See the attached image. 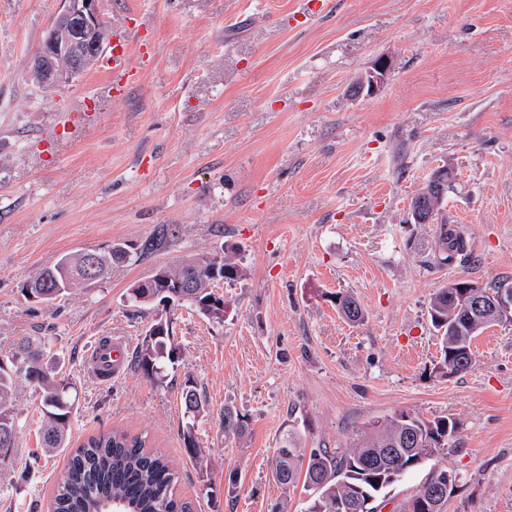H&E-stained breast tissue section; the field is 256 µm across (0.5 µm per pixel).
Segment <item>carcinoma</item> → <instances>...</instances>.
Segmentation results:
<instances>
[{
    "label": "carcinoma",
    "instance_id": "obj_1",
    "mask_svg": "<svg viewBox=\"0 0 512 512\" xmlns=\"http://www.w3.org/2000/svg\"><path fill=\"white\" fill-rule=\"evenodd\" d=\"M467 238L463 228L442 221L436 225L433 263L448 265L467 256ZM126 251L113 247L106 253L79 252L63 255L66 274L57 265L42 269L25 286L26 294L51 302L60 296L85 290L99 281L92 267L108 269L112 260ZM215 266L210 257H191L168 267L169 281L150 276L136 282L128 292L131 306L146 313L155 308L154 295L182 303L208 320L222 324L226 315L224 297L215 294V271L230 270L232 281L243 279L242 266L234 255H221ZM339 315L350 323L362 320L364 313L357 298L348 292L335 296ZM428 314L440 337L437 372L456 376L474 366L473 352L459 347V338H468V311L457 289L445 284L433 294ZM157 328H148L132 355L134 365L145 376L163 379L169 366L182 358L169 321L153 320ZM26 365L25 377L41 394L42 439L46 448L67 447L74 401L69 383L57 378L54 355L48 341H19L0 354V458L15 447L17 416L13 394L20 365ZM181 400L187 421L180 430L186 454L199 467L209 466L198 444L196 419L206 413L205 403L193 379L184 381ZM224 437L240 436L247 422L237 411L226 407L221 419ZM458 424L447 416L425 419L406 413L375 420L356 434L351 450L340 455L324 449L310 453L308 461L295 454V439L290 437L277 453L273 468L275 481L283 488L303 482L307 498L301 512H377L387 501L392 487L410 469L432 458L445 448H455ZM447 472L433 471L420 492L405 500L396 512H416L420 494L443 482ZM179 476L165 457L150 451L146 439L118 429L89 436L71 453L67 461V479L56 489L53 512H105L104 506L119 500L124 512H191L189 505L175 496Z\"/></svg>",
    "mask_w": 512,
    "mask_h": 512
}]
</instances>
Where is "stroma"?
Wrapping results in <instances>:
<instances>
[{"label": "stroma", "mask_w": 512, "mask_h": 512, "mask_svg": "<svg viewBox=\"0 0 512 512\" xmlns=\"http://www.w3.org/2000/svg\"><path fill=\"white\" fill-rule=\"evenodd\" d=\"M300 6L101 0L110 30L139 23L154 44L141 81L115 96L101 62L38 86L29 60L63 2L0 0V351L47 338L76 397L69 447L116 427L147 435L193 512H300L301 487L272 476L288 435L343 453L364 423L401 412L456 419L460 446L402 477L394 502L439 468L455 484L447 512H512V323L480 332L474 367L446 377L428 316L444 283L512 281V0H328L307 21ZM381 55L392 60L382 86L351 96ZM442 164L456 180L441 215L463 226L470 252L447 266L431 264L434 227L408 210ZM163 229L166 242L144 252ZM116 245L129 259L89 290L25 298L62 255ZM227 245L246 277L219 288L223 324L155 310L182 348L163 382L128 362L112 382L88 376L95 341L122 337L132 351L144 336L152 316L128 306L133 283ZM343 291L360 323L337 313ZM188 378L207 405L205 470L180 438ZM14 407L0 512H51L69 448L42 449L39 391L22 375ZM228 407L248 422L230 441ZM336 309L339 315L350 323L362 320L364 313L357 298L348 292H339L335 296Z\"/></svg>", "instance_id": "1"}]
</instances>
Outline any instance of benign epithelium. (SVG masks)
<instances>
[{
  "label": "benign epithelium",
  "instance_id": "benign-epithelium-1",
  "mask_svg": "<svg viewBox=\"0 0 512 512\" xmlns=\"http://www.w3.org/2000/svg\"><path fill=\"white\" fill-rule=\"evenodd\" d=\"M64 7L53 21L40 48L29 61L32 79L42 87L53 88L67 83L93 67L103 54L109 31L100 13V0H63ZM391 69V61L381 55L357 80V88L369 93L377 90ZM454 180L448 166H439L429 177L430 189H421L412 204L417 224H432L444 198V186ZM467 299L473 324L491 318L512 321V287L502 286L494 292L482 286L459 281L455 284ZM451 482L439 483L421 496L417 509L433 512L436 502L447 496Z\"/></svg>",
  "mask_w": 512,
  "mask_h": 512
}]
</instances>
